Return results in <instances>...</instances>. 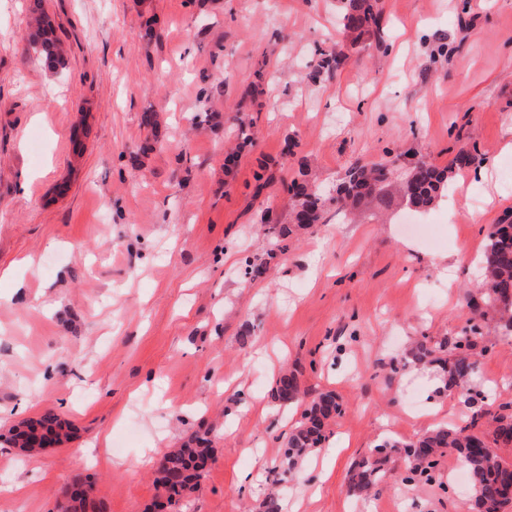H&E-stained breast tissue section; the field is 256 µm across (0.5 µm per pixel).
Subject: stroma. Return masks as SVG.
Returning a JSON list of instances; mask_svg holds the SVG:
<instances>
[{
  "label": "stroma",
  "instance_id": "1",
  "mask_svg": "<svg viewBox=\"0 0 512 512\" xmlns=\"http://www.w3.org/2000/svg\"><path fill=\"white\" fill-rule=\"evenodd\" d=\"M29 7L0 0V512H58L77 478L104 512H150L161 457L195 434L213 458L168 512H262L275 480L287 512H470L449 452L431 486L361 500L346 478L382 437L467 419L436 366L393 365L409 340L469 329L473 256L512 211V0H379L357 41L344 0H44L56 68L23 38ZM335 48L345 65L313 78ZM242 118L252 144L228 168ZM473 148L487 181L453 172L427 211L331 212L283 241L261 222L291 223L300 172L330 189L388 149L443 168ZM248 257L268 258L262 277ZM285 369L343 408L290 475ZM474 383L512 406V336ZM47 409L75 439L18 455L5 436Z\"/></svg>",
  "mask_w": 512,
  "mask_h": 512
}]
</instances>
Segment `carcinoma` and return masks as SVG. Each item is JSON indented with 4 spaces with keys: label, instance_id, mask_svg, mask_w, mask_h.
<instances>
[{
    "label": "carcinoma",
    "instance_id": "cac0c4a2",
    "mask_svg": "<svg viewBox=\"0 0 512 512\" xmlns=\"http://www.w3.org/2000/svg\"><path fill=\"white\" fill-rule=\"evenodd\" d=\"M378 0H347L341 24L347 31H362L378 24ZM28 42L38 54L56 65L64 64L65 50L45 17L41 0H33L28 20ZM346 56L336 50L322 51L315 65V74L341 69ZM448 188V170L429 161L420 160L407 168L403 154L387 151L385 157L362 164L350 165L338 184V195L329 198L319 192L310 193L308 180H294L289 191L296 199L294 222L301 228L321 221L324 209L333 205L336 210L358 209L372 201L390 204L394 198L409 209L420 211L430 207ZM504 224L489 225L482 253L485 288L482 289L484 309L480 319L488 313L498 316L502 333L512 335V234ZM483 339L482 325H472L469 332L451 340L433 341L424 336L409 345L401 355L405 366L439 363L447 372V388L463 398L470 409L468 422L460 427L439 426L417 440L404 443L385 437L373 450L358 460L348 475L349 490L364 497L383 480L387 466L401 455L407 464L400 475L401 482L427 485L434 481L438 456L444 451L456 453L469 474L474 495V512H501L512 503L508 497L512 486V463H507L500 451L512 447V413L491 412L485 409L483 398L471 383L477 372L476 348ZM274 397L280 402L296 403L301 399L299 382L292 372L280 375ZM341 414V406L334 393L328 391L314 397L303 410L301 420L288 436L283 449L282 468L289 472L311 449L321 447L325 440L324 428L328 420ZM39 428L52 434L58 442L70 439V427L52 410L38 419L26 422L12 431L9 442L23 454L31 455L38 447L29 441L27 429ZM213 448L204 436H195L163 457L157 478L158 488L167 502L185 492L193 491L211 458ZM60 512H96L98 503L91 494L65 497L59 503Z\"/></svg>",
    "mask_w": 512,
    "mask_h": 512
}]
</instances>
